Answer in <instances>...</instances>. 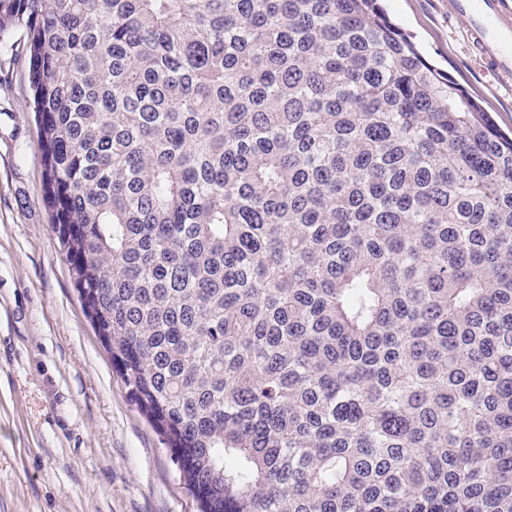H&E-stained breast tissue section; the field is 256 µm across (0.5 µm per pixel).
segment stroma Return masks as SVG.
<instances>
[{
    "mask_svg": "<svg viewBox=\"0 0 512 512\" xmlns=\"http://www.w3.org/2000/svg\"><path fill=\"white\" fill-rule=\"evenodd\" d=\"M426 59L512 130L448 0H384ZM0 41V512H200L83 311L50 224L30 65Z\"/></svg>",
    "mask_w": 512,
    "mask_h": 512,
    "instance_id": "1",
    "label": "stroma"
}]
</instances>
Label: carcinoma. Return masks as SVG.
Segmentation results:
<instances>
[{
  "label": "carcinoma",
  "mask_w": 512,
  "mask_h": 512,
  "mask_svg": "<svg viewBox=\"0 0 512 512\" xmlns=\"http://www.w3.org/2000/svg\"><path fill=\"white\" fill-rule=\"evenodd\" d=\"M52 228L203 512H512V137L379 0H0Z\"/></svg>",
  "instance_id": "cac0c4a2"
}]
</instances>
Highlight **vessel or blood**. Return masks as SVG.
<instances>
[{
  "label": "vessel or blood",
  "instance_id": "vessel-or-blood-1",
  "mask_svg": "<svg viewBox=\"0 0 512 512\" xmlns=\"http://www.w3.org/2000/svg\"><path fill=\"white\" fill-rule=\"evenodd\" d=\"M448 12L467 19L490 71L512 82V0H448Z\"/></svg>",
  "mask_w": 512,
  "mask_h": 512
}]
</instances>
